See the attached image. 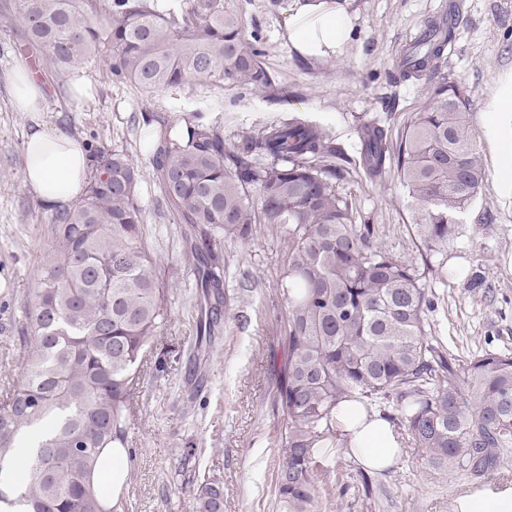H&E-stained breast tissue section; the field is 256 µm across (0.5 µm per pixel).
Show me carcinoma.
<instances>
[{
	"label": "carcinoma",
	"mask_w": 512,
	"mask_h": 512,
	"mask_svg": "<svg viewBox=\"0 0 512 512\" xmlns=\"http://www.w3.org/2000/svg\"><path fill=\"white\" fill-rule=\"evenodd\" d=\"M429 20L399 62L428 97L398 140L360 123L365 172L394 168L418 208L414 241L425 269L448 250L484 182L467 90L437 69L460 18ZM104 23H97L99 16ZM24 45L63 81L89 63L153 93L189 80L273 89L262 52L245 41L224 0H193L176 15L149 0H19L10 18ZM321 127L292 118L227 143L193 121L163 130L159 186L183 224L208 227L191 253L201 287L222 285L219 249L248 240L255 224L283 234L281 288L288 356L275 404L287 455L275 474L280 512H321L318 443L346 397L387 401L396 426L429 468L472 479L497 472L512 452V350L456 357L431 341V291L412 260L357 223L336 190L346 170ZM83 196L55 218L53 257L27 313L23 377L0 395V477L21 452V483L0 480V502L23 512H117L94 480L106 448L128 446L133 397L166 326L168 290L144 237L143 173L125 152L89 149ZM195 512H224V487L203 480Z\"/></svg>",
	"instance_id": "carcinoma-1"
}]
</instances>
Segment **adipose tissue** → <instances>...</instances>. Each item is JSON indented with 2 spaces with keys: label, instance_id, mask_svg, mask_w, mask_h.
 Listing matches in <instances>:
<instances>
[{
  "label": "adipose tissue",
  "instance_id": "ef3b65f1",
  "mask_svg": "<svg viewBox=\"0 0 512 512\" xmlns=\"http://www.w3.org/2000/svg\"><path fill=\"white\" fill-rule=\"evenodd\" d=\"M351 31L347 16L329 0H302L288 22L293 46L308 57H326L339 51ZM24 184L42 208L69 206L82 194L86 152L82 143L57 129L34 131L25 143ZM335 445L365 469L384 471L395 465L401 441L382 412L366 409L357 400H344L332 413ZM128 475V454L122 448L105 449L95 471L104 496H119ZM454 512H512V487L488 486L455 502Z\"/></svg>",
  "mask_w": 512,
  "mask_h": 512
}]
</instances>
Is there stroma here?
<instances>
[{"mask_svg": "<svg viewBox=\"0 0 512 512\" xmlns=\"http://www.w3.org/2000/svg\"><path fill=\"white\" fill-rule=\"evenodd\" d=\"M352 32L336 54L301 55L288 39L293 0H224L242 19L246 39H257L263 61L288 95L279 102L241 87L188 82L146 93L106 77L89 64L76 81L59 83L42 70L43 111H18L12 76L21 49L16 28L0 20V386L20 381L27 345V309L49 254L52 212L25 187V142L34 123L82 142L127 152L143 170L138 203L147 242L170 288L169 323L150 353L129 424L130 467L121 492L123 512H195L193 489L209 478L224 485V512H277L274 470L285 450L282 416L273 410V382L287 353L285 299L279 284L283 243L269 225L248 241H225L227 312L210 341L199 340L204 300L198 273L183 242L184 227L164 202L143 145L147 124L180 125L196 118L220 127L224 139L265 125L306 118L335 139L351 160L338 181L360 220L374 224L385 246L419 260L412 242L416 205L396 173L378 182L363 171L358 121L375 120L399 136L427 97L424 81L397 80L401 52L426 20L447 16L449 0H332ZM462 21L440 67L462 83L474 102L470 134L485 181L463 216L461 234L427 274L433 293L431 334L449 352L512 349V180L501 174L512 150V107L492 104L512 90V0H458ZM325 483L354 474L329 512H452L468 478L430 474L404 452L392 469L360 479V464L337 452L325 462Z\"/></svg>", "mask_w": 512, "mask_h": 512, "instance_id": "35a3bbf8", "label": "stroma"}]
</instances>
